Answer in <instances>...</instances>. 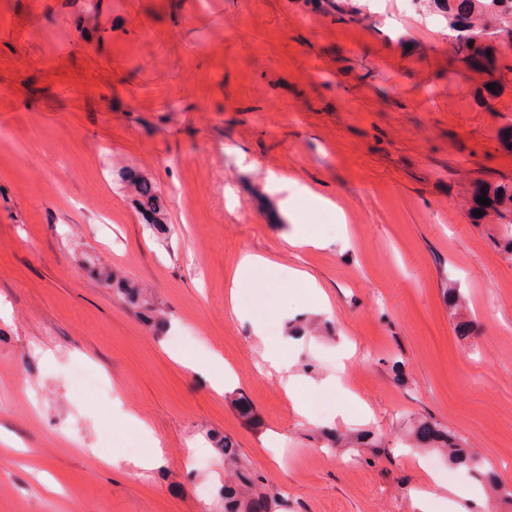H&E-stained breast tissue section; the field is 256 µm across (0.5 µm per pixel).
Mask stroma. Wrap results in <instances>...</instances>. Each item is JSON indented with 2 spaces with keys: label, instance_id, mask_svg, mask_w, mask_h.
<instances>
[{
  "label": "stroma",
  "instance_id": "35a3bbf8",
  "mask_svg": "<svg viewBox=\"0 0 512 512\" xmlns=\"http://www.w3.org/2000/svg\"><path fill=\"white\" fill-rule=\"evenodd\" d=\"M92 1L0 0V512H224V435L286 512H416L428 484L427 512L460 486L512 512V255L470 204L512 180V85L487 95L434 0ZM290 179L333 202L300 254ZM247 254L267 262L237 276ZM257 323L295 329L284 360L325 410L260 372ZM215 354L221 394L189 369ZM423 422L480 470L420 449ZM135 192L140 197L139 204L149 226L164 227L160 214V201L155 187L146 180L135 182ZM293 225V231L288 234V237L286 238V242L290 248L294 251L303 252L316 249L321 246V242L318 238L308 235L305 229L301 227V225L304 224L294 223ZM98 276L101 282L108 288H117L118 292L124 296L126 301L133 306L142 309L141 317L146 322H151L154 319L153 313L155 307L144 296L140 287L130 283L129 281L120 278L118 275L113 274L111 271H98Z\"/></svg>",
  "mask_w": 512,
  "mask_h": 512
}]
</instances>
